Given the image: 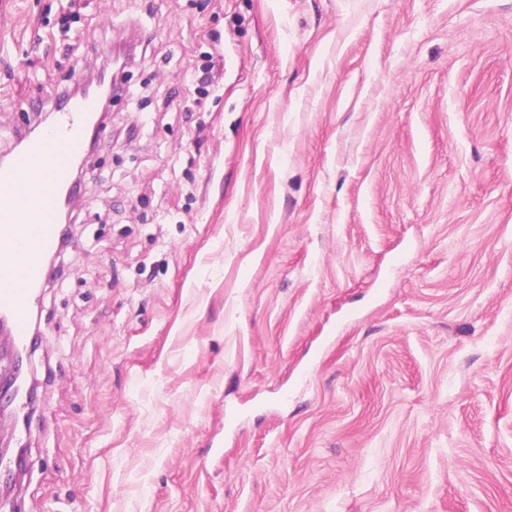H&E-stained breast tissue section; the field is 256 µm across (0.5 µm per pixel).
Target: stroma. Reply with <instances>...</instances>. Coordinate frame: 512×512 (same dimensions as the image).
I'll list each match as a JSON object with an SVG mask.
<instances>
[{"label": "stroma", "mask_w": 512, "mask_h": 512, "mask_svg": "<svg viewBox=\"0 0 512 512\" xmlns=\"http://www.w3.org/2000/svg\"><path fill=\"white\" fill-rule=\"evenodd\" d=\"M140 30L22 512H512V0H0V153Z\"/></svg>", "instance_id": "obj_1"}]
</instances>
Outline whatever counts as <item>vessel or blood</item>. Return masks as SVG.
Instances as JSON below:
<instances>
[{"label": "vessel or blood", "instance_id": "obj_1", "mask_svg": "<svg viewBox=\"0 0 512 512\" xmlns=\"http://www.w3.org/2000/svg\"><path fill=\"white\" fill-rule=\"evenodd\" d=\"M98 110L94 96L56 95L52 128L22 136L21 147L0 166V316L21 351L31 344L45 258L60 244V207L64 196L76 192L73 164L95 132Z\"/></svg>", "mask_w": 512, "mask_h": 512}]
</instances>
